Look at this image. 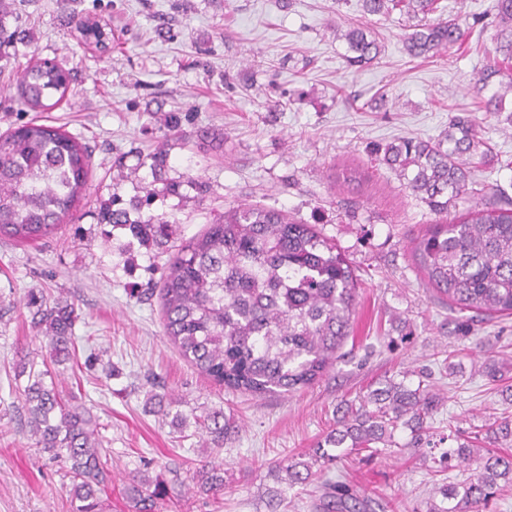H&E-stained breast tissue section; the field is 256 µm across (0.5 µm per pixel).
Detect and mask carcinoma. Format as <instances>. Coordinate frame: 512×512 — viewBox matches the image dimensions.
<instances>
[{
	"label": "carcinoma",
	"mask_w": 512,
	"mask_h": 512,
	"mask_svg": "<svg viewBox=\"0 0 512 512\" xmlns=\"http://www.w3.org/2000/svg\"><path fill=\"white\" fill-rule=\"evenodd\" d=\"M365 13L389 14L399 9L415 21L406 49L415 57L437 55L461 46L465 31L455 18L426 23L438 0H362ZM496 54L479 77L491 94L484 111L501 115L512 94V0H497ZM12 16L0 0V58L24 41L7 28ZM69 20L87 40L106 48L107 33L73 13ZM352 65L375 60L377 39L361 28L344 34ZM71 78L54 59H36L17 81L18 98L31 110L48 111L64 98ZM375 153L398 173L406 187L442 216L411 240L412 255L427 283L459 311L512 315V197L502 192L481 208L448 218V205L474 193L467 165L490 156L488 144L464 117L431 141L402 139ZM89 146L68 131L27 122L0 134V239L37 242L61 228L86 191L90 177ZM113 202L101 205L102 224L122 225L137 237L164 238L170 221L151 215L133 220ZM358 288L354 270L336 244L313 225L301 224L274 208L240 204L224 211L207 229L183 243L166 263L161 287L165 335L180 354L211 382L252 395H288L309 388L332 369L350 335ZM32 327L44 333L49 359L56 366L74 349V304L47 302L33 291L26 295ZM48 370L33 359L17 364L18 388L28 412L35 447L66 463L73 512H103L100 494L112 481V457L90 411L75 405L45 382ZM439 395L430 385L412 388L387 380L359 403H352L308 453L278 466L288 488L308 485L316 473L309 460L327 468L360 449L417 454L431 443V425ZM202 433L216 445L233 423L222 412L197 417ZM410 432L401 444L397 429ZM448 447L436 462L452 470L479 461L477 477L437 488L440 500L426 502V512H486L496 494L512 486V453L498 450L512 442V415H502L479 430L449 429ZM191 480L206 492L224 490V468L212 462L192 472ZM323 502V512H367L368 501L341 489ZM135 512H158L167 496L165 479L136 477L126 488Z\"/></svg>",
	"instance_id": "1"
}]
</instances>
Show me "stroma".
<instances>
[{"label": "stroma", "mask_w": 512, "mask_h": 512, "mask_svg": "<svg viewBox=\"0 0 512 512\" xmlns=\"http://www.w3.org/2000/svg\"><path fill=\"white\" fill-rule=\"evenodd\" d=\"M496 0H439L441 17L483 27L445 57H414L405 15L364 13L361 0H75L83 16L108 23L110 48L84 44L60 0H15L27 37L0 62V132L30 120L63 127L90 145L85 198L56 236L0 240V512H72L61 460L34 447L28 413L11 388L24 355L47 351L24 297L75 303L76 359L55 382L79 392L110 439L106 512H131L132 476H162L161 512H317L314 490L288 488L275 465L313 448L337 411L391 378L418 372L446 397L435 430L481 426L512 414L500 383L481 365L512 363V316L451 309L418 270L410 241L436 216L373 152L396 139L437 140L465 114L494 149L472 170L474 195L449 215L482 206L496 187L512 195V126L484 112L478 79L495 55ZM373 32L380 56L350 66L337 30ZM56 59L72 76L67 96L38 112L18 102L17 78L32 58ZM177 116L178 128L165 124ZM166 148L154 176L152 155ZM357 178L346 181L345 176ZM168 181L178 193L165 192ZM153 183L154 198L142 184ZM142 216L163 215L169 241L144 243L97 221L102 201ZM250 203L313 224L353 266L359 288L352 333L335 368L291 395L253 396L213 385L167 340L159 290L169 256L224 210ZM174 398L185 417L233 412L237 431L222 449L194 428L179 431L150 412L148 394ZM224 465L219 498L180 481L205 460ZM328 480L398 512H418L436 475L409 456L364 449Z\"/></svg>", "instance_id": "obj_1"}]
</instances>
